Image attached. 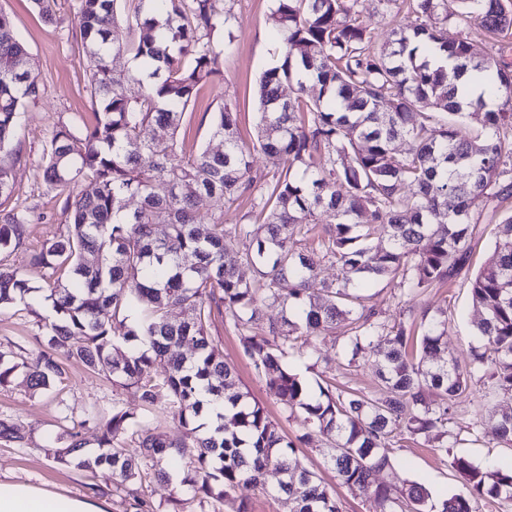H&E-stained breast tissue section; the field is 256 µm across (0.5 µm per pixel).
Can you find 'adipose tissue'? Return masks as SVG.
<instances>
[{"label":"adipose tissue","mask_w":512,"mask_h":512,"mask_svg":"<svg viewBox=\"0 0 512 512\" xmlns=\"http://www.w3.org/2000/svg\"><path fill=\"white\" fill-rule=\"evenodd\" d=\"M0 512H101L93 502L24 483L0 481Z\"/></svg>","instance_id":"1"}]
</instances>
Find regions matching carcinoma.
Instances as JSON below:
<instances>
[{
  "mask_svg": "<svg viewBox=\"0 0 512 512\" xmlns=\"http://www.w3.org/2000/svg\"><path fill=\"white\" fill-rule=\"evenodd\" d=\"M117 2L76 0L95 123L61 120L43 148L45 188L62 203L65 222L28 264L64 279L36 286L24 271L0 266V305L39 318L44 302L54 313L32 360L0 352V386L21 371L30 387L49 389L63 378L61 357L74 358L107 368L145 407L166 398L194 439L170 442L115 402L100 420L96 450L83 451L84 423H75L58 439L54 460L132 486L134 512H149L150 503L133 485L149 473L168 478L164 463L177 459L185 461L183 482L216 503L213 512H246L232 492L241 483L265 486L270 470L283 474L276 492L294 512H341L213 345L209 327L221 318L238 330L243 354L284 410L304 413L311 432L300 440L313 432L325 438L327 462L367 496L371 512H475L477 500L512 499V464L490 472L461 455L450 460L461 487L442 499L416 482L374 484L404 439L422 437L448 452L451 405L475 374L494 394L512 396V217L471 282L482 346L468 369L444 355L447 316L389 324L356 294L372 280L404 295L450 281L469 260L473 209L512 198V70L492 50L471 58L468 35L450 42L445 34L451 17L502 33L512 29V11L502 0H454L460 12L448 10V0H407L412 21L379 43L351 0H275L270 20L285 52L259 77L252 148L240 144L226 101L211 121L220 147L188 155L178 132L191 101L221 73L234 15L217 0H145L132 14ZM464 77L481 87L466 104L458 100ZM292 81L296 96L285 99ZM307 81L318 88L312 100L304 97ZM39 97L32 59L0 12L1 158L19 156L20 116ZM147 128L159 134L147 140ZM399 139L411 143L405 156L394 152ZM254 151L269 171L253 172ZM85 179L92 191L74 192ZM408 185L416 191L404 193ZM202 197L245 198L250 211L237 224H224L222 210L201 218ZM132 198L139 205L129 211ZM323 210L331 222L318 247H308ZM32 216L0 209V253L22 245ZM158 225L166 228L161 237ZM377 234L386 246L371 245ZM240 250L253 268L249 280L232 263ZM325 259L340 267L334 284L318 277ZM275 304L291 314L265 317ZM175 308L179 321L169 316ZM339 322L348 326L350 360L378 359L382 397L328 380L315 398L288 367ZM158 361L167 364L161 378L153 373ZM477 415L512 444V412Z\"/></svg>",
  "mask_w": 512,
  "mask_h": 512,
  "instance_id": "obj_1",
  "label": "carcinoma"
}]
</instances>
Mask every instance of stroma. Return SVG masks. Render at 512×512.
Masks as SVG:
<instances>
[{
    "label": "stroma",
    "mask_w": 512,
    "mask_h": 512,
    "mask_svg": "<svg viewBox=\"0 0 512 512\" xmlns=\"http://www.w3.org/2000/svg\"><path fill=\"white\" fill-rule=\"evenodd\" d=\"M74 0H52V15L44 17L32 0H0V12L9 16L15 30L24 40L35 68L39 72L41 95L35 106L21 116L18 129L21 159L12 168L14 192L7 207L40 206L47 217L28 224L23 245L11 253L0 254V265H26L31 252L38 250L61 228L64 218L54 199L47 196L41 175L42 151L59 118L83 114L93 122L87 86V74L80 63L82 46L74 24ZM235 20L234 41L225 53L221 74L203 87L188 107L180 138L186 153H194L210 142L213 112L224 101L237 105V122L244 143L254 137L256 103L254 89L258 76L273 65L281 45L272 35L269 16L275 0H230ZM512 215V199L482 203L473 211L475 227L467 241L469 263L454 279L413 297L401 295L395 284L378 281L362 293L365 305L390 321L412 320L422 312L448 313L446 341L448 352L460 367H468L470 351L479 346L476 324L481 312L470 298L471 281L492 254L499 223ZM45 334L43 324L17 307L0 309V348L23 347L34 354ZM214 345L237 371L243 390L263 405L288 439L304 432L303 414L286 415L278 398L255 372L239 346L236 330L230 323L217 320L210 327ZM290 368L317 388L332 378L337 384L383 396L377 366L373 359L349 361L344 351L342 333L316 338L312 349L289 361ZM60 383L47 390L30 389L24 374H17L10 386L0 388V420L16 424L26 442L18 446L0 439V480L24 482L68 497H90L103 512H126L128 505L111 485H101L98 493L88 486L94 478L90 472L54 462L49 453L55 439L64 433L67 421L83 422L82 436L87 450L97 447L96 424L109 416L113 402L137 413L146 426L166 434L170 439L186 438L187 431L173 420L167 402L151 407L141 406L133 392L113 385L108 373L91 371L80 361L66 360ZM512 409V398L495 396L482 380H474L469 392L457 399L451 408L452 422L448 439L454 453L467 456L475 465L490 469L512 460V447H506L490 430H476V410L480 405ZM325 440L313 436L299 444L296 452L302 465L314 471L322 483L333 490L342 512H369L367 498L342 484L325 461ZM183 472L175 468L168 482L150 481L146 497L153 512H212L192 486L183 484ZM265 489L239 486L234 496L243 501L247 512H293L286 496L277 494L278 477L267 473ZM378 484L399 488L409 482L427 487L435 497L452 494L460 478L448 465L447 457L424 440L408 439L394 447L389 467L376 475Z\"/></svg>",
    "instance_id": "obj_1"
}]
</instances>
